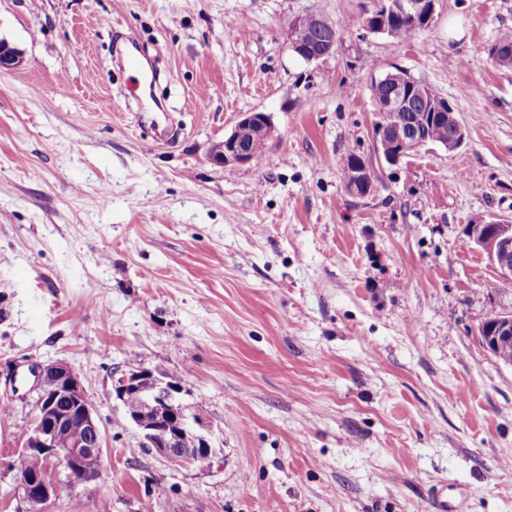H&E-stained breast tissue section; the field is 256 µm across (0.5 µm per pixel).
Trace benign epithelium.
<instances>
[{
    "instance_id": "7a95c632",
    "label": "benign epithelium",
    "mask_w": 512,
    "mask_h": 512,
    "mask_svg": "<svg viewBox=\"0 0 512 512\" xmlns=\"http://www.w3.org/2000/svg\"><path fill=\"white\" fill-rule=\"evenodd\" d=\"M439 0H384L377 10L365 19L367 29L373 33L391 36L390 21L410 17L427 26L431 23ZM331 24L314 15L294 18L288 25V46L304 61L311 63L333 53L336 36L316 44L303 38L308 29H324ZM21 52L0 39V70H10L20 62ZM387 93L376 101L378 120L373 127L376 157L379 163L396 166L407 156L388 144L382 137L388 126H397L399 135L414 140L416 151L439 147L454 151L465 140V129L457 113L447 101L437 96L426 84L408 73L398 71L384 78ZM431 113L430 124L422 129L409 123L407 116L418 106ZM448 124L452 132L448 141L436 138L435 128ZM261 127L266 140H271L274 126L270 115L264 112H244L224 141L212 145L208 159L217 165L251 164L254 158L250 146L253 128ZM376 173L372 164L359 159L346 170L348 190L359 197L370 195L375 188ZM471 240L487 255L500 277L512 282V224L489 222L468 225ZM479 335L493 356L505 365L512 366V313L501 314L498 322L490 327L480 325ZM34 422L26 432L19 449V460L39 456L44 462L41 471L19 476L23 498L28 504L26 512H45L47 504L56 496L58 470L77 482H91L100 473L82 474L80 460L86 455L102 456L103 432L95 406L86 397V390L79 376L65 363L36 364ZM184 388L165 374L150 369L124 370L112 386V402L119 408L125 421L132 425L141 438V444L166 459L178 460L184 468L196 467L201 454L215 458L217 448L213 432L202 418L184 401ZM145 395V400L135 412L127 408V395ZM78 416L86 429V438L70 441L66 430L70 419ZM193 438L194 445L181 447L183 439Z\"/></svg>"
}]
</instances>
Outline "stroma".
Here are the masks:
<instances>
[{"label": "stroma", "instance_id": "35a3bbf8", "mask_svg": "<svg viewBox=\"0 0 512 512\" xmlns=\"http://www.w3.org/2000/svg\"><path fill=\"white\" fill-rule=\"evenodd\" d=\"M375 0H0V512H26L18 449L36 363L76 372L104 432L99 479L48 512H512V367L482 344L503 281L468 237L512 224V71L486 49L512 0H439L420 36L366 30ZM336 25L309 63L288 24ZM134 52L145 81L121 64ZM404 71L466 138L377 170L372 84ZM275 127L212 164L240 113ZM180 381L220 452L143 447L116 371ZM332 28V25L321 17L314 15L295 17L288 25V46L291 51L299 58L306 62L318 61L324 57L329 56L333 53L336 47V33L331 37L327 38L328 33L325 30L320 32H309L304 31L308 29H324ZM303 33V36L301 33ZM318 38L325 39L320 44L310 42L304 38ZM262 127L266 133L267 143L272 139L274 126L270 115L264 112H243L224 141L212 145L208 150V159L217 165L251 164L259 162L266 152L264 136L255 130L250 146L253 128ZM252 149V151H251ZM253 152V155H252ZM375 178L373 165L360 158L354 162L352 168L346 170L347 188L359 197H366L374 191Z\"/></svg>", "mask_w": 512, "mask_h": 512}]
</instances>
